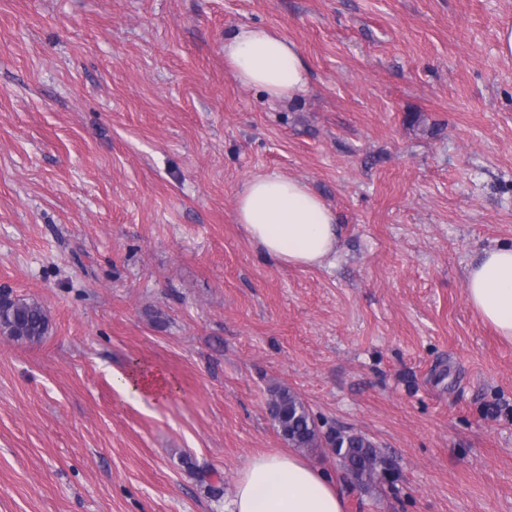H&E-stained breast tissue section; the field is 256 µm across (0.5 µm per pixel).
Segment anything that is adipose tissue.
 Segmentation results:
<instances>
[{"mask_svg": "<svg viewBox=\"0 0 512 512\" xmlns=\"http://www.w3.org/2000/svg\"><path fill=\"white\" fill-rule=\"evenodd\" d=\"M224 61L237 82L274 100L291 99L307 85L299 46L255 26L224 39ZM235 221L268 258L315 268L332 256L339 236L335 213L303 181L277 173L248 181L237 195ZM467 300L504 339L512 341V247L485 251L466 274ZM133 401L165 397L160 373L132 370L114 380ZM224 512H348L335 478L294 453L251 456Z\"/></svg>", "mask_w": 512, "mask_h": 512, "instance_id": "1", "label": "adipose tissue"}]
</instances>
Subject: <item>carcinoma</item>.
Returning <instances> with one entry per match:
<instances>
[{
	"label": "carcinoma",
	"instance_id": "carcinoma-1",
	"mask_svg": "<svg viewBox=\"0 0 512 512\" xmlns=\"http://www.w3.org/2000/svg\"><path fill=\"white\" fill-rule=\"evenodd\" d=\"M49 320L43 307L34 300L14 299L0 305V335L17 341L34 342L48 331ZM267 410L277 431L293 448H333L340 478L354 473L357 488L363 491L384 481L388 459L365 435L347 430L321 431L302 400L282 386L269 389Z\"/></svg>",
	"mask_w": 512,
	"mask_h": 512
}]
</instances>
